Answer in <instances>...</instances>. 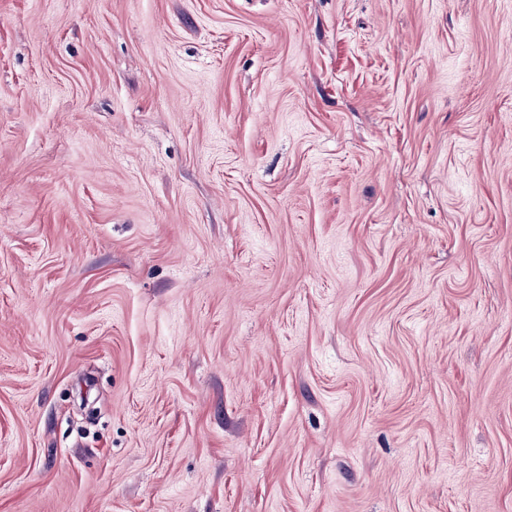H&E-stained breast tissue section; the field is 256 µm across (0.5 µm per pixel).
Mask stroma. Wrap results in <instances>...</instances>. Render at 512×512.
Here are the masks:
<instances>
[{"mask_svg": "<svg viewBox=\"0 0 512 512\" xmlns=\"http://www.w3.org/2000/svg\"><path fill=\"white\" fill-rule=\"evenodd\" d=\"M0 512H512V0H0Z\"/></svg>", "mask_w": 512, "mask_h": 512, "instance_id": "1", "label": "stroma"}]
</instances>
